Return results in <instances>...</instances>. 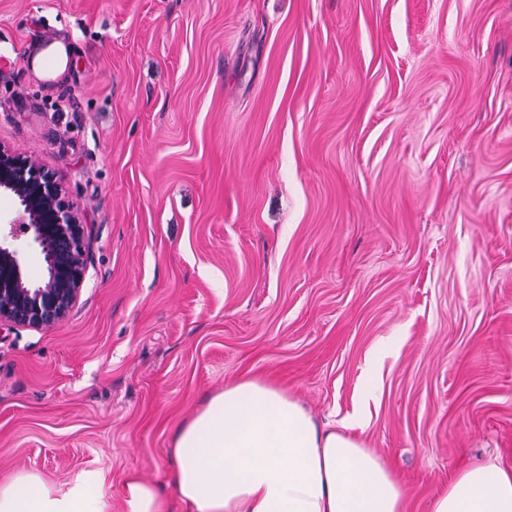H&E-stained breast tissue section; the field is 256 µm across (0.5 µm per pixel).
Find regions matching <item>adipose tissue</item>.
I'll return each mask as SVG.
<instances>
[{"label": "adipose tissue", "instance_id": "obj_1", "mask_svg": "<svg viewBox=\"0 0 512 512\" xmlns=\"http://www.w3.org/2000/svg\"><path fill=\"white\" fill-rule=\"evenodd\" d=\"M168 480L180 512H406L389 463L349 433L325 429L289 392L251 377L225 385L174 434ZM0 512H170L136 476L111 493L99 472L53 484L30 472L0 481ZM432 512H512V469L459 472Z\"/></svg>", "mask_w": 512, "mask_h": 512}]
</instances>
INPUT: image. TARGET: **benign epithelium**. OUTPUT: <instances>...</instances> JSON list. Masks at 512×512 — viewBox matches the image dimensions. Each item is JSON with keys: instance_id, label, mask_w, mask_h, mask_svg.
I'll use <instances>...</instances> for the list:
<instances>
[{"instance_id": "1", "label": "benign epithelium", "mask_w": 512, "mask_h": 512, "mask_svg": "<svg viewBox=\"0 0 512 512\" xmlns=\"http://www.w3.org/2000/svg\"><path fill=\"white\" fill-rule=\"evenodd\" d=\"M2 191L18 200L19 209L0 226V325H55L69 315L84 281L87 225L66 203L54 174L0 145ZM21 240L44 255L47 277L38 285L24 275Z\"/></svg>"}]
</instances>
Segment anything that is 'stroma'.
I'll use <instances>...</instances> for the list:
<instances>
[{
  "label": "stroma",
  "mask_w": 512,
  "mask_h": 512,
  "mask_svg": "<svg viewBox=\"0 0 512 512\" xmlns=\"http://www.w3.org/2000/svg\"><path fill=\"white\" fill-rule=\"evenodd\" d=\"M2 56L0 144L91 232L69 316L0 328V481L165 485L249 375L363 415L409 512L512 468V0H0ZM56 61L54 68L47 71L44 66L47 57ZM69 50L62 42H57L44 48H35L30 55V67L34 74L45 80H55L62 76L66 70Z\"/></svg>",
  "instance_id": "1"
}]
</instances>
